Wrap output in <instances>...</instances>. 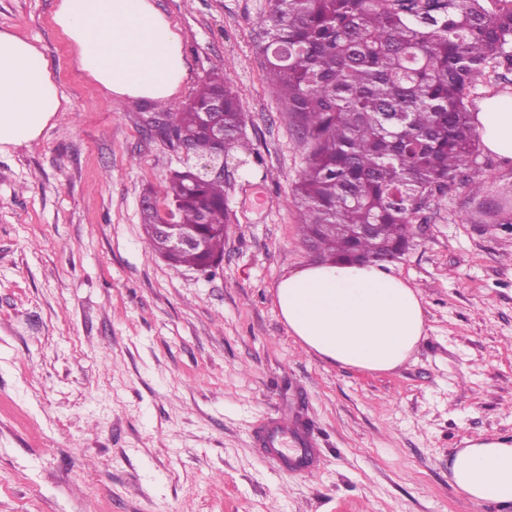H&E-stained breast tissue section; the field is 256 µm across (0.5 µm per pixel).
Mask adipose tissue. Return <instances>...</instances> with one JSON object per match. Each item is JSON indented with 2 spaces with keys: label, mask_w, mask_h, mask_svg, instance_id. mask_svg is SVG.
I'll use <instances>...</instances> for the list:
<instances>
[{
  "label": "adipose tissue",
  "mask_w": 512,
  "mask_h": 512,
  "mask_svg": "<svg viewBox=\"0 0 512 512\" xmlns=\"http://www.w3.org/2000/svg\"><path fill=\"white\" fill-rule=\"evenodd\" d=\"M53 19L78 68L111 96L165 102L187 76L182 37L152 0H58ZM62 109L39 48L0 31V147L37 140ZM471 122L486 150L512 161V106L487 98ZM276 305L305 348L369 371L400 366L424 333L419 289L381 265L310 264L282 277ZM451 472L473 501L512 512V443L470 444Z\"/></svg>",
  "instance_id": "ef3b65f1"
}]
</instances>
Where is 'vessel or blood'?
<instances>
[{"instance_id": "b4317fda", "label": "vessel or blood", "mask_w": 512, "mask_h": 512, "mask_svg": "<svg viewBox=\"0 0 512 512\" xmlns=\"http://www.w3.org/2000/svg\"><path fill=\"white\" fill-rule=\"evenodd\" d=\"M265 447L274 449L276 461L287 472L309 473L320 463V449L314 448L308 438L299 436L294 422L288 417H279L263 435Z\"/></svg>"}]
</instances>
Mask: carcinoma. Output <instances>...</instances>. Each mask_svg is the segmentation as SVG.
<instances>
[{
    "mask_svg": "<svg viewBox=\"0 0 512 512\" xmlns=\"http://www.w3.org/2000/svg\"><path fill=\"white\" fill-rule=\"evenodd\" d=\"M274 0L254 24L264 35L265 80L305 148L293 188L299 229L322 261L392 262L427 203L471 168L479 134L470 94L492 72L512 80V0ZM224 100V148L244 152L241 98L212 73L178 112L169 137L192 155L216 146L198 113ZM167 203L199 236L174 252L143 211L146 247L170 265L201 270L224 257L230 212L224 181L170 173Z\"/></svg>",
    "mask_w": 512,
    "mask_h": 512,
    "instance_id": "1",
    "label": "carcinoma"
}]
</instances>
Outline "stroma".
<instances>
[{"label": "stroma", "mask_w": 512, "mask_h": 512, "mask_svg": "<svg viewBox=\"0 0 512 512\" xmlns=\"http://www.w3.org/2000/svg\"><path fill=\"white\" fill-rule=\"evenodd\" d=\"M57 0H0V31L40 49L71 109L0 148V512H500L451 482L470 442L512 437V162L479 150L418 214L392 267L416 286L421 341L386 372L306 350L275 302L314 262L292 186L299 134L264 79L268 0H153L183 37L178 111L215 68L237 88L251 154L224 181L218 268L147 249L179 151L144 99L96 90L55 25ZM296 419L321 464L281 470L256 438Z\"/></svg>", "instance_id": "35a3bbf8"}]
</instances>
